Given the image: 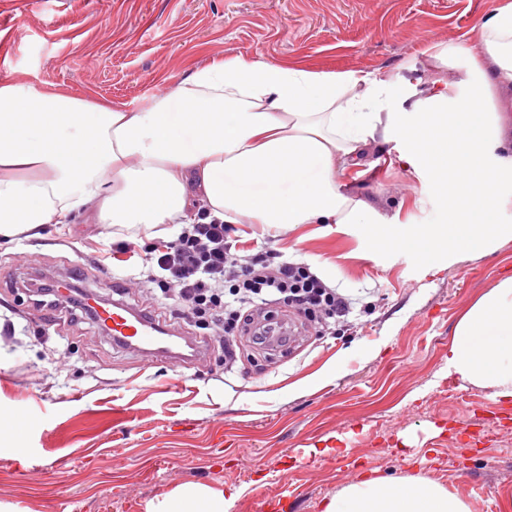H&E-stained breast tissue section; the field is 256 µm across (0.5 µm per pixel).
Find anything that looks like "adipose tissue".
Segmentation results:
<instances>
[{"label":"adipose tissue","instance_id":"obj_1","mask_svg":"<svg viewBox=\"0 0 512 512\" xmlns=\"http://www.w3.org/2000/svg\"><path fill=\"white\" fill-rule=\"evenodd\" d=\"M440 77L318 72L225 56L136 110L0 84V236H32L96 205L98 221L130 229L189 223L195 205L227 224H365L375 250L393 225L355 198L346 176L373 143L401 147L422 187L486 191L512 179V0L469 43H438ZM480 109L460 120L461 95ZM430 251L486 254L512 225L492 209L447 213L411 231ZM449 374L512 401V276L460 317ZM324 512H470L440 483L366 475Z\"/></svg>","mask_w":512,"mask_h":512}]
</instances>
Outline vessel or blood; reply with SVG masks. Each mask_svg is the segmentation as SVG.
<instances>
[{
	"label": "vessel or blood",
	"mask_w": 512,
	"mask_h": 512,
	"mask_svg": "<svg viewBox=\"0 0 512 512\" xmlns=\"http://www.w3.org/2000/svg\"><path fill=\"white\" fill-rule=\"evenodd\" d=\"M84 304L92 309L98 322L108 328L115 345L145 353L176 367L199 360L205 353V341L166 326L152 314L138 311L121 301H113L104 307L89 296Z\"/></svg>",
	"instance_id": "vessel-or-blood-1"
}]
</instances>
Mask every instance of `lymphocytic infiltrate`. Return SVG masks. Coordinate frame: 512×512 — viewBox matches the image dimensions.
I'll list each match as a JSON object with an SVG mask.
<instances>
[{
	"label": "lymphocytic infiltrate",
	"mask_w": 512,
	"mask_h": 512,
	"mask_svg": "<svg viewBox=\"0 0 512 512\" xmlns=\"http://www.w3.org/2000/svg\"><path fill=\"white\" fill-rule=\"evenodd\" d=\"M228 226L209 223L182 225L169 238H156L137 248L123 244L107 249L98 258L107 266L118 256L144 257L150 265V282L163 294L172 295L167 310L170 322L202 330L221 329L224 364L233 366V338L249 330L261 306L279 302L308 318L329 319L348 311L350 300L328 286L307 264L278 259L259 252L242 259L232 252Z\"/></svg>",
	"instance_id": "lymphocytic-infiltrate-1"
}]
</instances>
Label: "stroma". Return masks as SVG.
<instances>
[{"mask_svg": "<svg viewBox=\"0 0 512 512\" xmlns=\"http://www.w3.org/2000/svg\"><path fill=\"white\" fill-rule=\"evenodd\" d=\"M498 0H0V84L143 106L192 69L229 54L322 72L433 76L432 42L471 39ZM347 181L400 229L444 220L393 146L373 144ZM134 235L88 209L73 224L0 238V512H157L199 488L223 512H323L366 473L423 475L471 512H512V402L449 377L460 316L512 275V239L487 255L426 256L416 243L368 257L360 224L233 225L238 246L272 249L353 302L326 333L306 326L292 349L237 339L239 360L209 343L177 368L112 345L94 319L69 325L28 289L64 280L98 249ZM341 438L346 454L323 452Z\"/></svg>", "mask_w": 512, "mask_h": 512, "instance_id": "1", "label": "stroma"}]
</instances>
